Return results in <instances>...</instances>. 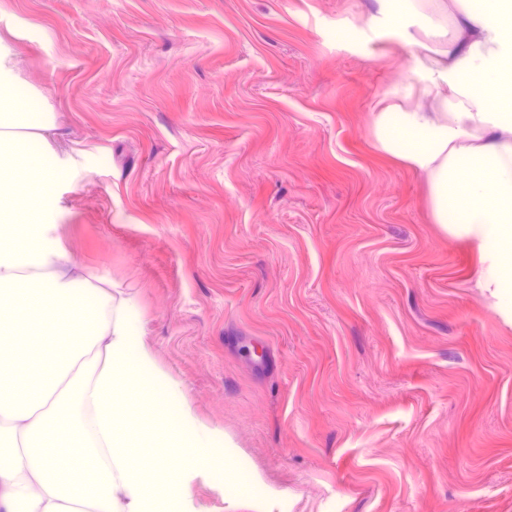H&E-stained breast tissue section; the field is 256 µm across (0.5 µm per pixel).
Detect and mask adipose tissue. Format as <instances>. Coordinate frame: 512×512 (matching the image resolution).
I'll list each match as a JSON object with an SVG mask.
<instances>
[{
  "label": "adipose tissue",
  "mask_w": 512,
  "mask_h": 512,
  "mask_svg": "<svg viewBox=\"0 0 512 512\" xmlns=\"http://www.w3.org/2000/svg\"><path fill=\"white\" fill-rule=\"evenodd\" d=\"M377 3L372 23L411 49L417 99L379 102L375 145L424 176L435 223L512 300V0ZM57 128L0 37V512H176L185 486L169 450L223 485L222 438L156 369L111 281L58 235L70 171Z\"/></svg>",
  "instance_id": "1"
}]
</instances>
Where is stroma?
Listing matches in <instances>:
<instances>
[{"label":"stroma","instance_id":"obj_1","mask_svg":"<svg viewBox=\"0 0 512 512\" xmlns=\"http://www.w3.org/2000/svg\"><path fill=\"white\" fill-rule=\"evenodd\" d=\"M376 9L0 0L66 248L235 465L183 467L185 512H512V312L373 144L378 99L415 96Z\"/></svg>","mask_w":512,"mask_h":512}]
</instances>
